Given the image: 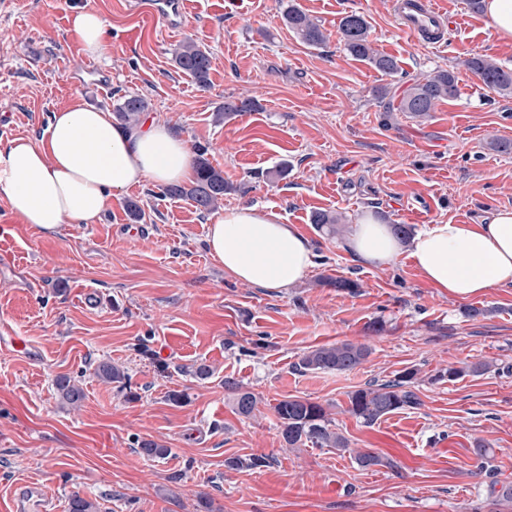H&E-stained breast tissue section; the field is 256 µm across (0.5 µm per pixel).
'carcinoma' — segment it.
Instances as JSON below:
<instances>
[{
    "label": "carcinoma",
    "mask_w": 512,
    "mask_h": 512,
    "mask_svg": "<svg viewBox=\"0 0 512 512\" xmlns=\"http://www.w3.org/2000/svg\"><path fill=\"white\" fill-rule=\"evenodd\" d=\"M282 16L288 28L305 44L316 47L325 42L326 35L321 25L314 22L299 7L296 0H286ZM369 29L368 21L361 14L351 13L343 17L338 26V33L344 49L351 56L369 63L385 75L396 74L397 60L373 47L369 39ZM175 63L198 87L207 88L211 70V58L207 51L187 39L175 51ZM466 66L487 87L504 94L512 93V69L483 57L468 59ZM457 93L458 82L455 72L438 69L417 79L400 99L396 110L407 112L414 118H426L435 111L440 102L455 98ZM147 108L148 104L142 97L129 95L113 106V112L115 120L126 127L137 122L140 114ZM226 191L223 170L212 165L203 146L197 148L195 177L189 185L173 184L160 188L161 195L165 197L191 200L201 213L214 210L224 200ZM312 223L326 229L330 235H338L343 229L339 217L327 212L314 213ZM367 354L368 350L363 345L340 342L304 353L299 359L298 367L303 371H348L360 365ZM482 371L481 363H475L466 370L450 367L438 371L434 379L446 378L454 381L465 372L478 375ZM93 375L104 382L121 386L127 381L124 369L110 361L97 363ZM416 376V370L406 369L391 380L371 384L355 391L349 396L348 411L363 423L373 424L385 415L418 406L419 398L412 390ZM56 389L63 402L68 405H79L84 399L82 388L68 377L58 378ZM224 389L232 394L239 415L249 417L257 410L258 401L251 391L230 379L224 380ZM274 412L282 438L291 448L308 443L317 448H334L339 452L349 448L348 439L336 431L326 408L318 402L289 397L279 401L274 406Z\"/></svg>",
    "instance_id": "1"
}]
</instances>
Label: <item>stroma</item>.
Segmentation results:
<instances>
[{
    "instance_id": "1",
    "label": "stroma",
    "mask_w": 512,
    "mask_h": 512,
    "mask_svg": "<svg viewBox=\"0 0 512 512\" xmlns=\"http://www.w3.org/2000/svg\"><path fill=\"white\" fill-rule=\"evenodd\" d=\"M297 2L324 45L288 30L282 0H187L170 27L133 0H0V46L10 54L0 67V127L9 131L0 147L40 136L75 98L108 110L139 94L148 115L208 147L230 185L224 207L274 209L315 253L296 287L278 294L226 276L206 247L210 215L155 185L128 193L142 220L119 199L96 223L52 235L22 223L0 196V334L28 344L0 351V512H11L20 482L45 485L56 512L74 494L98 512H203L204 496L215 512H512V287L454 297L422 279L409 250L365 266L345 235L328 238L310 221L328 211L348 227L368 213L394 225L412 213L416 233L512 208V152L493 145L512 141V94L465 65L481 56L512 68V40L467 0H438L453 25L435 48L402 33L393 0ZM79 9L107 23L98 57L69 33ZM353 12L376 48L399 59L397 74L344 50L337 27ZM188 38L211 57L208 89L173 60ZM436 69L454 70L459 94L430 117L387 111L377 96L386 87L400 99ZM235 99L254 100L256 111L225 116ZM326 276L356 287L332 288ZM337 342L369 355L344 372L297 369L304 351ZM101 360L124 367L126 387L94 377ZM476 362L485 371L466 373ZM199 364L211 367L208 379L193 377ZM448 367L463 376L433 382ZM406 369L417 372V407L371 425L349 413L351 393ZM60 376L83 387L81 408L61 400ZM228 378L256 395L252 417L237 414ZM174 391L189 403L171 402ZM287 396L323 404L347 451L288 447L273 411ZM144 441L166 455L141 456ZM361 452L381 464L360 467ZM255 455L267 466L227 465Z\"/></svg>"
}]
</instances>
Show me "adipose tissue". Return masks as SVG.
Returning a JSON list of instances; mask_svg holds the SVG:
<instances>
[{
	"instance_id": "ef3b65f1",
	"label": "adipose tissue",
	"mask_w": 512,
	"mask_h": 512,
	"mask_svg": "<svg viewBox=\"0 0 512 512\" xmlns=\"http://www.w3.org/2000/svg\"><path fill=\"white\" fill-rule=\"evenodd\" d=\"M105 19L80 10L70 33L83 52L103 51ZM191 153L179 130L149 119L115 125L109 111L74 100L53 114L40 138L19 137L0 148V193L11 213L40 232L64 224H92L131 189L178 183L190 173ZM207 247L226 275L281 293L313 265L309 239L270 209H225L208 227ZM364 265L396 260L401 243L391 226L363 216L347 241ZM423 280L460 298L512 286V209L483 224H430L412 240Z\"/></svg>"
}]
</instances>
